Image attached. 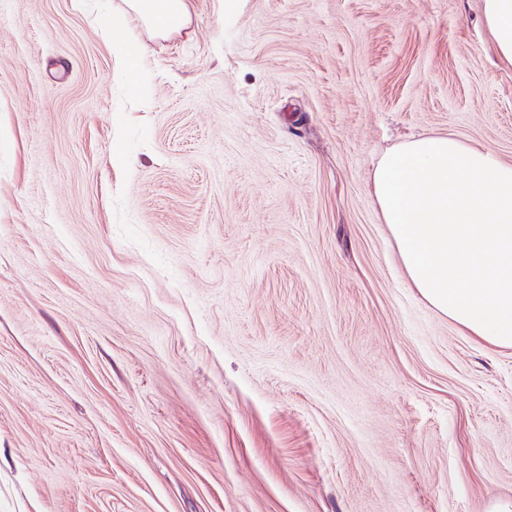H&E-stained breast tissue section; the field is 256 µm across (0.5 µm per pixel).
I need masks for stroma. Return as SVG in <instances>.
<instances>
[{
  "label": "stroma",
  "instance_id": "obj_1",
  "mask_svg": "<svg viewBox=\"0 0 512 512\" xmlns=\"http://www.w3.org/2000/svg\"><path fill=\"white\" fill-rule=\"evenodd\" d=\"M0 0V512H488L512 348L409 284L377 160L512 162L482 0ZM145 41L119 71L116 42ZM191 0H126L129 10L113 11L100 19V27L107 33L125 30L134 15L157 32L170 34L186 28L191 19ZM137 47L136 62H133V53L130 52L123 43L113 45V54L115 56L117 66L127 74L130 73L134 67H139L145 59L146 46L138 44Z\"/></svg>",
  "mask_w": 512,
  "mask_h": 512
}]
</instances>
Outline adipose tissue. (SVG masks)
I'll use <instances>...</instances> for the list:
<instances>
[{"label":"adipose tissue","mask_w":512,"mask_h":512,"mask_svg":"<svg viewBox=\"0 0 512 512\" xmlns=\"http://www.w3.org/2000/svg\"><path fill=\"white\" fill-rule=\"evenodd\" d=\"M133 17L178 32L190 0H126L99 24L119 32ZM482 17L496 56L512 63V0H482ZM372 195L410 284L464 332L512 347V163L484 144L424 134L379 158Z\"/></svg>","instance_id":"obj_1"}]
</instances>
